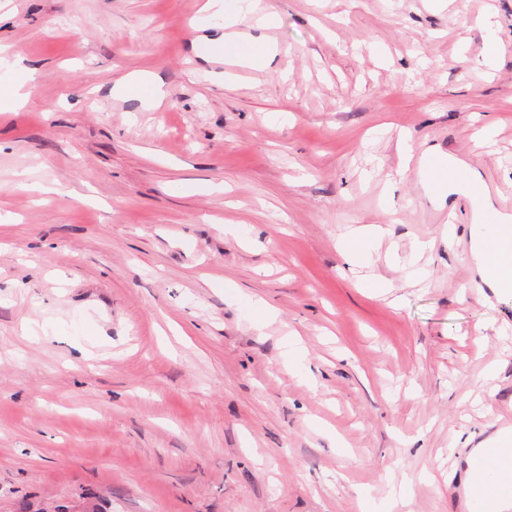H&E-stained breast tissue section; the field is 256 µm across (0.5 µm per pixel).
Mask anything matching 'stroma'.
I'll use <instances>...</instances> for the list:
<instances>
[{
  "label": "stroma",
  "instance_id": "stroma-1",
  "mask_svg": "<svg viewBox=\"0 0 512 512\" xmlns=\"http://www.w3.org/2000/svg\"><path fill=\"white\" fill-rule=\"evenodd\" d=\"M204 2L0 0V512H472L512 299L415 160L512 190V0H263L244 78ZM15 78L3 83L0 90L1 107L0 112L17 106L23 98L22 90L25 88V84L31 81V74L26 71L22 66L20 59L15 60ZM23 75V78L20 77Z\"/></svg>",
  "mask_w": 512,
  "mask_h": 512
}]
</instances>
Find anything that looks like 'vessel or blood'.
<instances>
[{
    "label": "vessel or blood",
    "instance_id": "1",
    "mask_svg": "<svg viewBox=\"0 0 512 512\" xmlns=\"http://www.w3.org/2000/svg\"><path fill=\"white\" fill-rule=\"evenodd\" d=\"M422 165L435 192L448 181L467 178L464 168L444 165L437 156L424 158ZM511 212L512 192H502L498 211L485 214L480 227L482 246L490 259L487 274L508 290L512 289V226L502 224L500 216ZM498 427L497 439L486 442L470 466V501L482 510L491 500L512 499L511 410L499 414Z\"/></svg>",
    "mask_w": 512,
    "mask_h": 512
}]
</instances>
